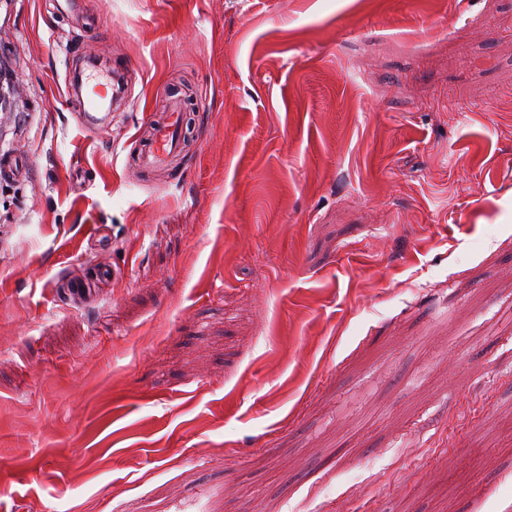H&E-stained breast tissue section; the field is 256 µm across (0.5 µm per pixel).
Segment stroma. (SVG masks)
I'll return each mask as SVG.
<instances>
[{"label":"stroma","mask_w":512,"mask_h":512,"mask_svg":"<svg viewBox=\"0 0 512 512\" xmlns=\"http://www.w3.org/2000/svg\"><path fill=\"white\" fill-rule=\"evenodd\" d=\"M1 52L0 512H512V0H13ZM19 80L12 78L7 87L0 91V132L4 134L7 130V121L11 112H14L19 101ZM149 137L140 145L137 159L142 172H154L171 165L181 153L184 142L183 114L172 101L168 111L148 122Z\"/></svg>","instance_id":"35a3bbf8"}]
</instances>
